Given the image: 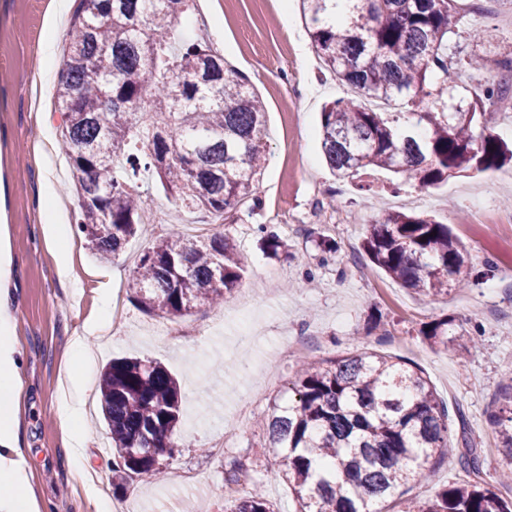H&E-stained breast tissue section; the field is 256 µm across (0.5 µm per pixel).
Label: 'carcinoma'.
Returning <instances> with one entry per match:
<instances>
[{
  "instance_id": "obj_1",
  "label": "carcinoma",
  "mask_w": 512,
  "mask_h": 512,
  "mask_svg": "<svg viewBox=\"0 0 512 512\" xmlns=\"http://www.w3.org/2000/svg\"><path fill=\"white\" fill-rule=\"evenodd\" d=\"M192 0H81L58 76L62 145L78 198V231L108 262L143 223L142 194L150 171L187 207L218 218L259 206L257 175L264 157L265 106L260 96L200 41L175 45L174 23ZM300 0L317 57L357 94L325 105L321 149L341 182L387 171L396 187L435 188L462 172L512 162V145L491 132L512 99V57L485 44L475 27L460 41L457 0ZM495 70L499 78L455 84L448 111L449 69ZM398 107L381 112L365 101ZM364 248L389 278L417 295L438 296L466 263L451 229L431 217L379 211ZM231 238L158 236L132 270L129 288L141 310L177 318L197 304H219L242 280ZM449 322L424 335L446 349ZM100 408L111 439L116 478L156 480L163 454L173 456L181 392L152 360L122 357L106 366ZM498 400L509 416L489 423L512 457V381ZM267 443L284 467L296 512H393L396 491L427 478L430 465L456 453L466 479L417 505V512H512L482 477L471 448L448 444V408L424 373L375 351L305 362L272 406ZM224 512H275L258 486Z\"/></svg>"
}]
</instances>
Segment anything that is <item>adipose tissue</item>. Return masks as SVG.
<instances>
[{"label":"adipose tissue","mask_w":512,"mask_h":512,"mask_svg":"<svg viewBox=\"0 0 512 512\" xmlns=\"http://www.w3.org/2000/svg\"><path fill=\"white\" fill-rule=\"evenodd\" d=\"M10 258L6 247H0V392L14 393L19 384L18 350L11 332L15 320L11 302ZM66 345L75 362L68 378L58 411L65 424L82 421L84 402L88 392V377L92 366V352L86 337H67ZM19 418L14 402L0 403V512H42L31 484L26 461L18 446Z\"/></svg>","instance_id":"obj_1"}]
</instances>
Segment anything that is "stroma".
<instances>
[{
	"mask_svg": "<svg viewBox=\"0 0 512 512\" xmlns=\"http://www.w3.org/2000/svg\"><path fill=\"white\" fill-rule=\"evenodd\" d=\"M79 4L69 0L52 33L51 0H0V228L7 230L16 310L20 447L46 512H94L65 446L57 404L72 367L64 339L85 334L106 287L118 301L115 338L106 347L90 337L95 370L115 357L152 359L177 377L182 395L174 431L179 451L164 462L161 479L118 488L112 484L114 457L98 448L106 437L98 393L88 394L83 466L96 490L122 503L124 512H195L201 502L217 510L242 494L229 479L236 461L248 465L278 512H295L272 457L256 453L266 441L263 418L274 400L287 396L298 357L319 361L360 349L420 367L448 408L449 443L471 441L483 479L511 500L512 484L495 482L508 457L488 413L498 386L512 377V208L505 204L512 197V167L464 172L429 192L427 212L451 227L469 256V283L444 297L402 288L371 263L364 239L380 209H413L416 191L385 186L379 175L351 182L330 175L320 117L324 104L345 96L346 88L321 67L298 0H194L180 34L223 55L263 98L267 161L259 181L263 204L253 211L244 207L218 220L189 211L155 184L145 196V211L164 215L167 230L186 224L228 230L245 268L223 304L200 305L179 318L185 337L171 340L162 332L167 319L141 312L128 289L139 255L158 234L154 225H145L109 263L92 258L80 233L62 244L42 231L49 221L40 202L46 181L56 182L67 222L78 211L59 146L64 117L51 103L56 80L44 74V47L53 42L55 59H62ZM461 6L462 33L490 20L494 45L512 53V0H461ZM262 225L287 244L286 256L262 251ZM65 259L70 272L64 277L59 266ZM443 318L451 319L458 338L453 348L437 350L422 331ZM286 336L296 346L287 357L270 359ZM219 443L220 457L212 452ZM187 471L196 482L183 480ZM463 477L457 458L444 457L426 481L397 496L396 512Z\"/></svg>",
	"mask_w": 512,
	"mask_h": 512,
	"instance_id": "35a3bbf8",
	"label": "stroma"
}]
</instances>
